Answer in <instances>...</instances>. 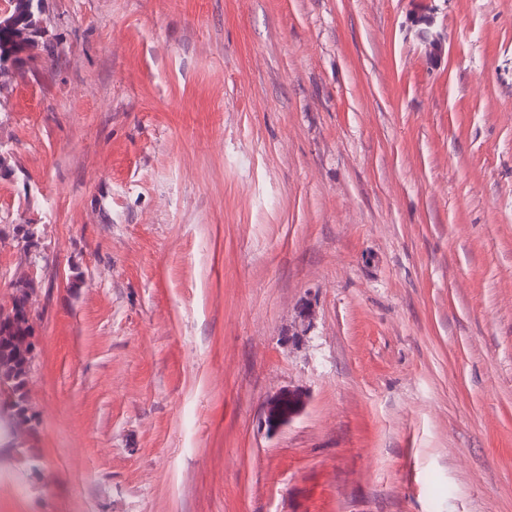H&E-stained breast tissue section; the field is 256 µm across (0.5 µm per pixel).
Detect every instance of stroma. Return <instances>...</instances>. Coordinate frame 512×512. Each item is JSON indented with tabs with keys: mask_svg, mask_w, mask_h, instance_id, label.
Listing matches in <instances>:
<instances>
[{
	"mask_svg": "<svg viewBox=\"0 0 512 512\" xmlns=\"http://www.w3.org/2000/svg\"><path fill=\"white\" fill-rule=\"evenodd\" d=\"M44 25L0 73V216L46 256L0 512H512V0ZM28 269L1 235L0 307Z\"/></svg>",
	"mask_w": 512,
	"mask_h": 512,
	"instance_id": "stroma-1",
	"label": "stroma"
}]
</instances>
